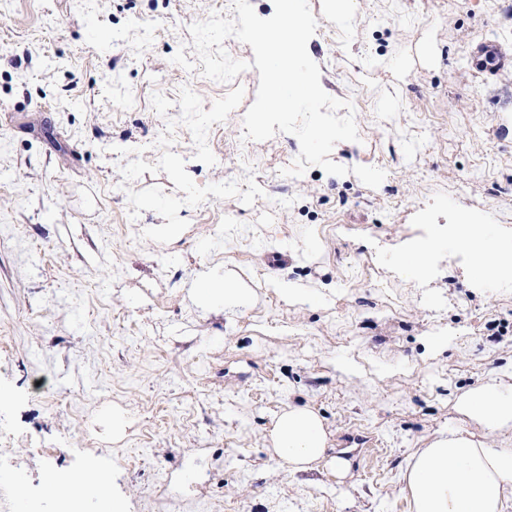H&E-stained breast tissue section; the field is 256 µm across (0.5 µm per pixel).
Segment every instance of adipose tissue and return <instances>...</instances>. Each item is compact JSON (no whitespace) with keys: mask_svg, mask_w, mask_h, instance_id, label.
<instances>
[{"mask_svg":"<svg viewBox=\"0 0 512 512\" xmlns=\"http://www.w3.org/2000/svg\"><path fill=\"white\" fill-rule=\"evenodd\" d=\"M474 270L486 281L512 276V257L488 246L476 232L462 239ZM463 424L432 436L415 449L402 472V490L412 512H504L512 498V448L492 444L512 434V390L486 385L459 395L454 405ZM276 455L290 472L326 465L345 479V460L327 457L328 433L321 417L306 406L284 411L269 432Z\"/></svg>","mask_w":512,"mask_h":512,"instance_id":"obj_1","label":"adipose tissue"}]
</instances>
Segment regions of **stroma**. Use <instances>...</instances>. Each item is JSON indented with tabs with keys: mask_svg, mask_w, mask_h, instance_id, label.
<instances>
[{
	"mask_svg": "<svg viewBox=\"0 0 512 512\" xmlns=\"http://www.w3.org/2000/svg\"><path fill=\"white\" fill-rule=\"evenodd\" d=\"M309 6L360 135L330 158L378 188L244 139L258 69L203 77L189 33L232 0H0V512H56L47 474L92 469L84 512H411V452L512 385V277L480 283L452 235L512 246V64L484 62L512 56V0ZM214 270L246 298L203 302ZM291 405L347 479L278 459Z\"/></svg>",
	"mask_w": 512,
	"mask_h": 512,
	"instance_id": "stroma-1",
	"label": "stroma"
}]
</instances>
